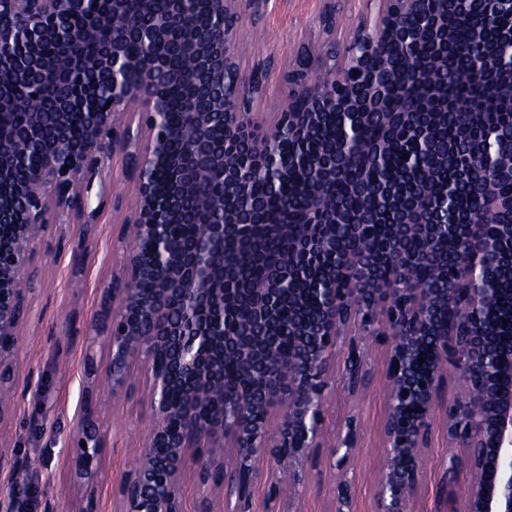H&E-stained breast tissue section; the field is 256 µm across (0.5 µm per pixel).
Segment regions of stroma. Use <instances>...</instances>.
Instances as JSON below:
<instances>
[{"label": "stroma", "mask_w": 512, "mask_h": 512, "mask_svg": "<svg viewBox=\"0 0 512 512\" xmlns=\"http://www.w3.org/2000/svg\"><path fill=\"white\" fill-rule=\"evenodd\" d=\"M325 0H242L245 16L239 42L250 49L241 60L245 68L264 63L267 94L279 98L288 90V65L304 45L321 42L320 18ZM103 175L122 209L106 206L93 223L82 224L61 213L47 225L34 247L35 291L22 318L18 355L21 382L32 393L16 392L15 411L0 420V445L21 457L38 460L22 494L18 512H45L55 503L75 512L93 506L95 512H115L118 486L132 467L147 423L143 395L148 388L143 369H135L131 390L111 395L100 380L89 376L88 353L99 352V332L93 316L102 307L104 290L120 272L125 245L119 224L130 205L136 183L125 157L110 155ZM363 353L366 375L356 392L344 383L350 350ZM386 347L371 336L342 337L335 358V385L330 394L325 436L327 443L344 432L348 419L359 425V442L349 477L354 512H375V492L382 462V425L386 398L382 382ZM95 408L102 451L97 480L76 479L71 467L72 430L82 400ZM452 450L448 432L434 424L426 450V466L413 499L414 512H450L468 480L466 465L449 470ZM336 480L327 458L308 469L306 482L292 501L271 502L265 484H258L250 512H332Z\"/></svg>", "instance_id": "stroma-1"}]
</instances>
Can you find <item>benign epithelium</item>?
<instances>
[{"mask_svg": "<svg viewBox=\"0 0 512 512\" xmlns=\"http://www.w3.org/2000/svg\"><path fill=\"white\" fill-rule=\"evenodd\" d=\"M379 2L375 19L355 25L357 43L341 66L320 51L310 52L308 65H292L288 101L266 126L241 106V99L258 97L261 74L240 68L239 0H206L205 21L194 15L195 0H108L105 9L101 0H0V376L18 366L34 245L45 225L64 209L92 217L106 205L101 168L108 155L124 153L136 180L121 224L126 263L105 290L107 306L99 315L101 373L112 393L126 388L137 363L150 377L149 426L119 484L118 512H184L182 478L190 464L206 490L198 512H214L216 502L249 501L261 480L277 500L285 471L288 498H294L324 447L338 341L356 327L383 337L387 346L377 512H412L424 450L439 418L469 468L461 506L453 512H512V349L493 348L499 327L486 316L500 277L512 276V264L495 267L499 239L488 231L501 215H512V152H482L481 127L470 150L455 149L473 201L468 224L451 218L449 190L421 209L403 206L398 186L374 171L401 130L420 145L441 123V108L474 111L470 102H448L421 72L407 76L397 101L389 100V77L377 64L385 44L377 35L413 53L431 46L442 56L478 58L484 67L473 71V79L481 81L498 69L503 52H512V33L495 51L485 48L479 31L461 46L448 27V9L412 28L406 19L421 14L425 0ZM321 26L326 42L335 43L336 4L326 6ZM133 40L140 44L137 55L126 50ZM179 48L195 55V73L164 70ZM228 71L236 73L232 95L224 93ZM202 82L215 92L190 95L181 122L166 121L170 89ZM34 94L42 108L21 111L20 98ZM330 110L354 130L382 117L379 138L360 159L349 150L351 138L343 137L342 148L314 161L315 180L304 187L302 211L285 204L275 215L267 212L249 183L276 166L280 140L274 133L286 130L288 141L302 144ZM75 112L82 130L73 139ZM47 126L53 138L43 144ZM36 147L39 159L30 167ZM346 169L352 173L349 193L363 201L357 214L341 204L325 207L328 180ZM204 185L213 187L207 231L186 250L173 228L182 223L183 200ZM370 221L388 228L392 250L385 267L367 245ZM338 223L353 245L324 272L315 258ZM265 232L279 236L281 253L266 264V287L241 294L229 287L239 271L238 254ZM415 234L426 264L439 254L451 259L453 288H419L408 277L401 245ZM295 283L314 286L320 305L302 328L280 317L284 300L303 292ZM276 336L288 337V347L274 360L270 338ZM363 367L360 353L351 350L349 392L358 390ZM450 367L457 391L449 402L443 389ZM355 440L350 424L333 446L332 466L342 475L333 512H352L343 474ZM72 448L75 471L95 480L101 447L85 411ZM0 465L11 472L0 484V512H16L31 462L0 448Z\"/></svg>", "mask_w": 512, "mask_h": 512, "instance_id": "obj_1", "label": "benign epithelium"}]
</instances>
